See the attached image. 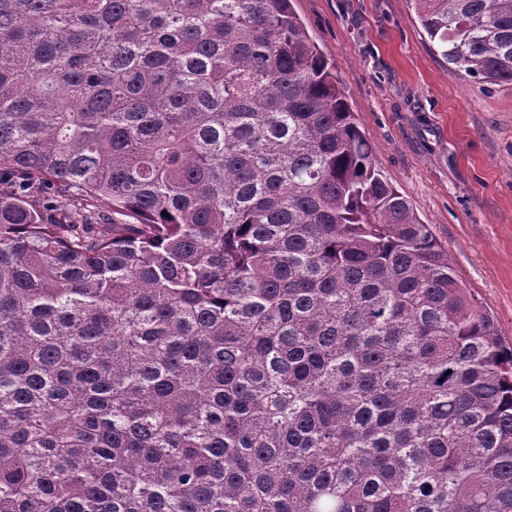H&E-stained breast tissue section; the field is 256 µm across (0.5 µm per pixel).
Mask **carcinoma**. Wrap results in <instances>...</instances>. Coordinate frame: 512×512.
Instances as JSON below:
<instances>
[{
	"label": "carcinoma",
	"instance_id": "obj_1",
	"mask_svg": "<svg viewBox=\"0 0 512 512\" xmlns=\"http://www.w3.org/2000/svg\"><path fill=\"white\" fill-rule=\"evenodd\" d=\"M0 512H512V343L293 0H0Z\"/></svg>",
	"mask_w": 512,
	"mask_h": 512
}]
</instances>
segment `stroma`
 Masks as SVG:
<instances>
[{"label":"stroma","mask_w":512,"mask_h":512,"mask_svg":"<svg viewBox=\"0 0 512 512\" xmlns=\"http://www.w3.org/2000/svg\"><path fill=\"white\" fill-rule=\"evenodd\" d=\"M377 168L512 341V85L437 55L408 0H294Z\"/></svg>","instance_id":"obj_1"}]
</instances>
